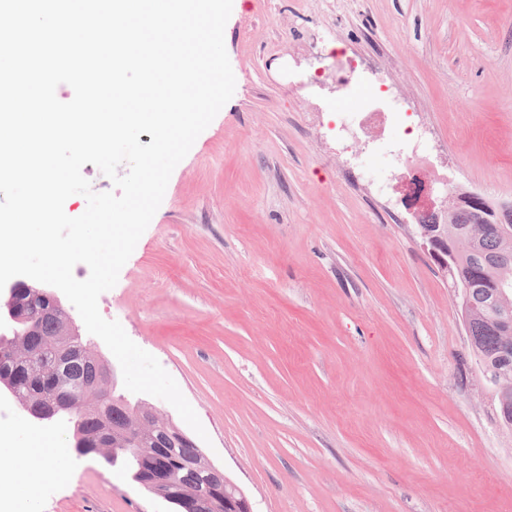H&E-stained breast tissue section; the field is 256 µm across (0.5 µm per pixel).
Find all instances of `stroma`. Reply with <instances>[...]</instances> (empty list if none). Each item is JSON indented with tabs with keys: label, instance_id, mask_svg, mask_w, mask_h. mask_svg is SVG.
<instances>
[{
	"label": "stroma",
	"instance_id": "35a3bbf8",
	"mask_svg": "<svg viewBox=\"0 0 512 512\" xmlns=\"http://www.w3.org/2000/svg\"><path fill=\"white\" fill-rule=\"evenodd\" d=\"M224 41L235 92L100 314L174 378L254 512H512V431L417 224L450 188L512 200V0H243ZM334 51L421 112L448 171L419 198L367 182L392 127L337 140ZM41 512L172 506L87 457Z\"/></svg>",
	"mask_w": 512,
	"mask_h": 512
}]
</instances>
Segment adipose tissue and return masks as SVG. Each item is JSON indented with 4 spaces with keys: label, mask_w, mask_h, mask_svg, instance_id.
Returning a JSON list of instances; mask_svg holds the SVG:
<instances>
[{
    "label": "adipose tissue",
    "mask_w": 512,
    "mask_h": 512,
    "mask_svg": "<svg viewBox=\"0 0 512 512\" xmlns=\"http://www.w3.org/2000/svg\"><path fill=\"white\" fill-rule=\"evenodd\" d=\"M65 448L18 420L0 433V512H41L39 487L67 469Z\"/></svg>",
    "instance_id": "1"
}]
</instances>
